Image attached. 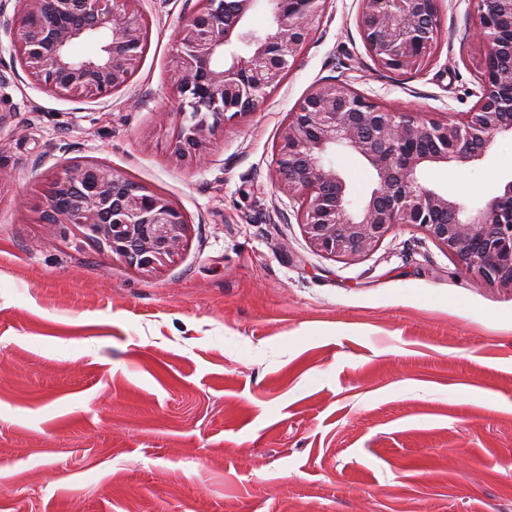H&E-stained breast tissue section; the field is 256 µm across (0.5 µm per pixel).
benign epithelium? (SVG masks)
<instances>
[{"mask_svg": "<svg viewBox=\"0 0 512 512\" xmlns=\"http://www.w3.org/2000/svg\"><path fill=\"white\" fill-rule=\"evenodd\" d=\"M8 25L21 66L49 89L97 96L123 89L138 72L146 34L141 0H18ZM325 0H199L175 36L174 86L185 116L174 144L180 158L201 157L224 125L260 106L318 29ZM357 26L374 62L391 72L428 61L441 29L440 0H359ZM488 46L480 95L468 112L427 121L390 112L352 85H314L284 120L273 175L300 204L309 246L355 263L394 229H420L476 279L512 288V179L476 206L420 175L484 159L495 136L512 133V0H471ZM269 11L255 30L250 16ZM345 149L370 166L375 186L355 204L329 159ZM126 177L99 161L64 165L51 181L44 223L69 225L139 269L181 252L188 221L163 193L126 188Z\"/></svg>", "mask_w": 512, "mask_h": 512, "instance_id": "7a95c632", "label": "benign epithelium"}]
</instances>
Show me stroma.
I'll list each match as a JSON object with an SVG mask.
<instances>
[{"label": "stroma", "instance_id": "stroma-1", "mask_svg": "<svg viewBox=\"0 0 512 512\" xmlns=\"http://www.w3.org/2000/svg\"><path fill=\"white\" fill-rule=\"evenodd\" d=\"M121 91H46L0 26V512H512V290L401 225L345 264L312 251L273 176L287 113L336 79L397 111H469L487 53L442 0L421 70L368 55L359 0L322 22L256 112L198 162L174 152L173 39L198 0H142ZM109 163L187 216L141 270L41 221L72 161ZM512 135L424 182L480 203Z\"/></svg>", "mask_w": 512, "mask_h": 512}]
</instances>
